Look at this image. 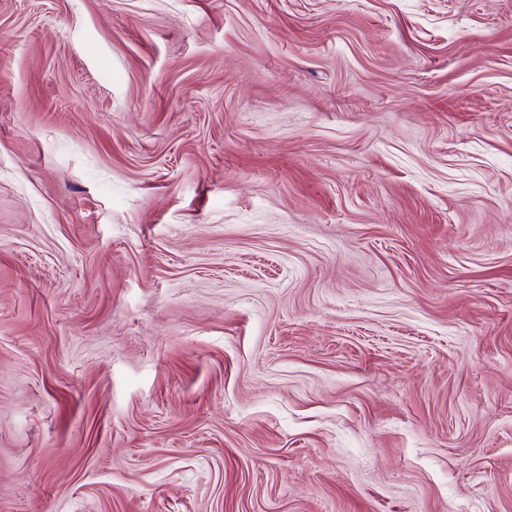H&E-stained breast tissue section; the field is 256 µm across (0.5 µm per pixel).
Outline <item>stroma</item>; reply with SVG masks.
Returning a JSON list of instances; mask_svg holds the SVG:
<instances>
[{
  "mask_svg": "<svg viewBox=\"0 0 512 512\" xmlns=\"http://www.w3.org/2000/svg\"><path fill=\"white\" fill-rule=\"evenodd\" d=\"M0 512H512V0H0Z\"/></svg>",
  "mask_w": 512,
  "mask_h": 512,
  "instance_id": "35a3bbf8",
  "label": "stroma"
}]
</instances>
